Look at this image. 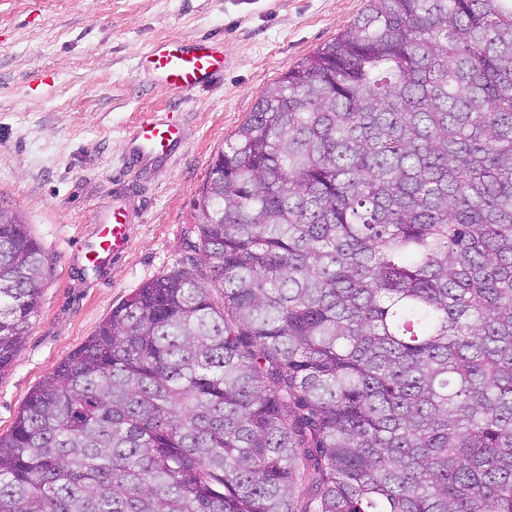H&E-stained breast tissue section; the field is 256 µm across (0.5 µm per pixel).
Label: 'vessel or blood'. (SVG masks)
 <instances>
[{
	"instance_id": "b4317fda",
	"label": "vessel or blood",
	"mask_w": 512,
	"mask_h": 512,
	"mask_svg": "<svg viewBox=\"0 0 512 512\" xmlns=\"http://www.w3.org/2000/svg\"><path fill=\"white\" fill-rule=\"evenodd\" d=\"M145 62L164 88L191 93L216 80L224 71L222 44L209 37L188 42L151 44ZM181 131L173 123H142L131 137L127 162L139 166L171 156L179 148ZM131 226L126 211L113 208L93 237L79 248L85 267L103 268L130 247Z\"/></svg>"
}]
</instances>
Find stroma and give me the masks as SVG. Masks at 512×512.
I'll return each instance as SVG.
<instances>
[{
  "mask_svg": "<svg viewBox=\"0 0 512 512\" xmlns=\"http://www.w3.org/2000/svg\"><path fill=\"white\" fill-rule=\"evenodd\" d=\"M367 0H0V203L21 212L50 267L41 307L0 377V434L29 393L112 308L186 264L194 201L261 92L365 11ZM209 36L224 73L191 94L160 87L143 57L160 39ZM169 121L166 161L127 165L130 132ZM132 216L126 256L80 271L79 246L113 206Z\"/></svg>",
  "mask_w": 512,
  "mask_h": 512,
  "instance_id": "obj_1",
  "label": "stroma"
}]
</instances>
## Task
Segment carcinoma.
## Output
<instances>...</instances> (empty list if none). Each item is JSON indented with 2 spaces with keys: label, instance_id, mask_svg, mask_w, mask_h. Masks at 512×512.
I'll use <instances>...</instances> for the list:
<instances>
[{
  "label": "carcinoma",
  "instance_id": "cac0c4a2",
  "mask_svg": "<svg viewBox=\"0 0 512 512\" xmlns=\"http://www.w3.org/2000/svg\"><path fill=\"white\" fill-rule=\"evenodd\" d=\"M195 204L0 434V512H512V0H368ZM47 273L0 205V375Z\"/></svg>",
  "mask_w": 512,
  "mask_h": 512
}]
</instances>
